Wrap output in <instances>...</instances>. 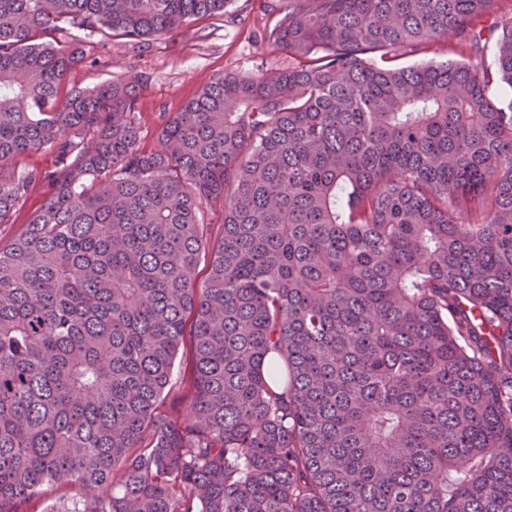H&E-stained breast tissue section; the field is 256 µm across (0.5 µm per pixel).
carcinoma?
I'll return each mask as SVG.
<instances>
[{"instance_id": "carcinoma-1", "label": "carcinoma", "mask_w": 512, "mask_h": 512, "mask_svg": "<svg viewBox=\"0 0 512 512\" xmlns=\"http://www.w3.org/2000/svg\"><path fill=\"white\" fill-rule=\"evenodd\" d=\"M229 2L0 0V224L46 189L0 245V512H512V16L276 0L291 66L213 78L156 151L134 81L60 98L91 38ZM450 32L494 65L397 64ZM45 191L40 186H35L30 191L26 201L14 214V224H0V242L6 244L19 235L25 224L41 206ZM191 372L192 360L189 349H186L182 356L177 360L174 371V381L177 382L176 389H178V391L175 393L173 391V393L166 398L163 406L161 407L163 414L174 419H182L187 415L188 404L191 397V388L188 384ZM82 489L78 485L62 488H51L41 499L28 505L30 512H46L49 508H57L61 502L74 501L81 496Z\"/></svg>"}]
</instances>
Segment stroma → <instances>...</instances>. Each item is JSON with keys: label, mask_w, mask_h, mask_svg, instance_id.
Returning <instances> with one entry per match:
<instances>
[{"label": "stroma", "mask_w": 512, "mask_h": 512, "mask_svg": "<svg viewBox=\"0 0 512 512\" xmlns=\"http://www.w3.org/2000/svg\"><path fill=\"white\" fill-rule=\"evenodd\" d=\"M273 17L264 0H232L223 14L194 21L162 38L114 36L64 79L63 90L121 79L141 87L137 117L144 149H158V130L211 78L255 76L287 68L290 59L269 39Z\"/></svg>", "instance_id": "stroma-1"}]
</instances>
